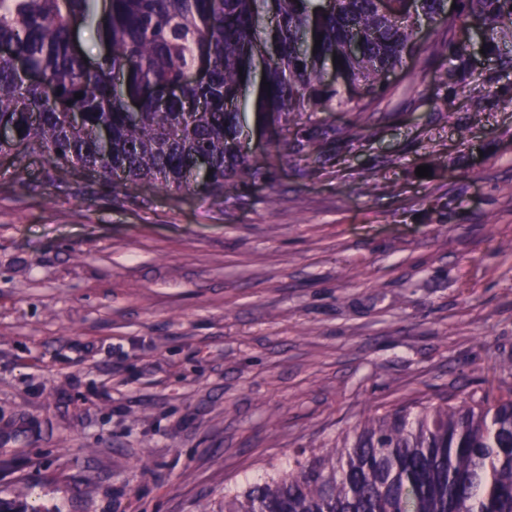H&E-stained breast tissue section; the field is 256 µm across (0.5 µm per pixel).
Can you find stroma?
<instances>
[{"label":"stroma","mask_w":512,"mask_h":512,"mask_svg":"<svg viewBox=\"0 0 512 512\" xmlns=\"http://www.w3.org/2000/svg\"><path fill=\"white\" fill-rule=\"evenodd\" d=\"M464 24L221 192L0 155V500L199 512L366 413L512 384V39Z\"/></svg>","instance_id":"stroma-1"}]
</instances>
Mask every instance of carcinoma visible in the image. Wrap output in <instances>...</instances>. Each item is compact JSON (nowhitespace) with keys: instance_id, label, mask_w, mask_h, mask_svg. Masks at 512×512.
<instances>
[{"instance_id":"1","label":"carcinoma","mask_w":512,"mask_h":512,"mask_svg":"<svg viewBox=\"0 0 512 512\" xmlns=\"http://www.w3.org/2000/svg\"><path fill=\"white\" fill-rule=\"evenodd\" d=\"M420 7L457 34L448 0ZM465 8L485 24L484 53L495 54L512 35V0ZM77 21L107 46L94 67L74 48ZM1 43L12 55H0V125L12 135L0 154L39 151L110 181L212 192L257 172L238 143L259 134L286 151L294 114L366 110L416 49L413 25L378 0L329 10L320 0H109L104 21L98 0H0ZM16 57L39 80L23 79ZM201 60L208 80L183 82ZM199 155L207 180L193 171ZM222 512H512V388L368 415L293 468L225 491Z\"/></svg>"}]
</instances>
